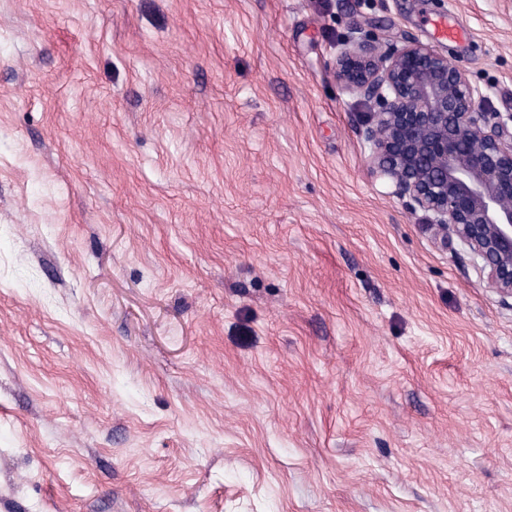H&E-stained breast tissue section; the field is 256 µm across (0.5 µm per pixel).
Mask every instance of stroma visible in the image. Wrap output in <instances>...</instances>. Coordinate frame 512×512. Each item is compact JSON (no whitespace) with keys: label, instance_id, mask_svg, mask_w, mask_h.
<instances>
[{"label":"stroma","instance_id":"stroma-1","mask_svg":"<svg viewBox=\"0 0 512 512\" xmlns=\"http://www.w3.org/2000/svg\"><path fill=\"white\" fill-rule=\"evenodd\" d=\"M354 23L512 112V0H0V512H512V306L371 176Z\"/></svg>","mask_w":512,"mask_h":512}]
</instances>
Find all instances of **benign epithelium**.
Listing matches in <instances>:
<instances>
[{"label":"benign epithelium","instance_id":"7a95c632","mask_svg":"<svg viewBox=\"0 0 512 512\" xmlns=\"http://www.w3.org/2000/svg\"><path fill=\"white\" fill-rule=\"evenodd\" d=\"M331 74L375 107L360 130L372 176L456 238L489 287L512 299V113L487 111L485 93L431 46L382 42L356 24Z\"/></svg>","mask_w":512,"mask_h":512}]
</instances>
